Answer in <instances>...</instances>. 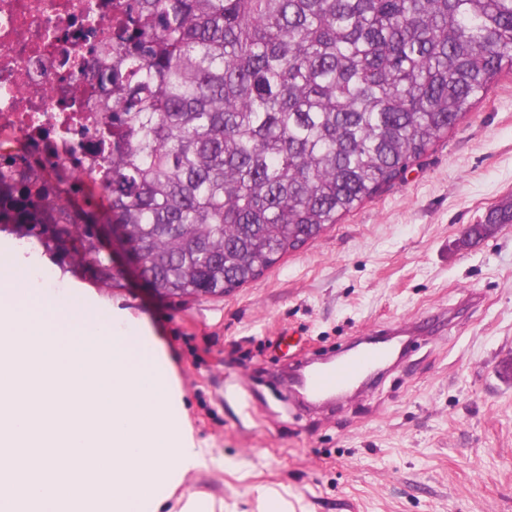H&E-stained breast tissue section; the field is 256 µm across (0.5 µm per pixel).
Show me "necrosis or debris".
Here are the masks:
<instances>
[{
  "instance_id": "obj_1",
  "label": "necrosis or debris",
  "mask_w": 512,
  "mask_h": 512,
  "mask_svg": "<svg viewBox=\"0 0 512 512\" xmlns=\"http://www.w3.org/2000/svg\"><path fill=\"white\" fill-rule=\"evenodd\" d=\"M118 15L112 0H0V169L68 193L104 183L112 115L84 63L102 61Z\"/></svg>"
}]
</instances>
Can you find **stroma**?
Segmentation results:
<instances>
[{"label":"stroma","instance_id":"1","mask_svg":"<svg viewBox=\"0 0 512 512\" xmlns=\"http://www.w3.org/2000/svg\"><path fill=\"white\" fill-rule=\"evenodd\" d=\"M512 205V70L405 175L257 280L170 299L133 269L57 285L147 318L180 381L190 432L218 463L189 490L224 512H512V224L463 230ZM406 324L393 369L321 408L290 366Z\"/></svg>","mask_w":512,"mask_h":512}]
</instances>
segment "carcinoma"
<instances>
[{"instance_id":"cac0c4a2","label":"carcinoma","mask_w":512,"mask_h":512,"mask_svg":"<svg viewBox=\"0 0 512 512\" xmlns=\"http://www.w3.org/2000/svg\"><path fill=\"white\" fill-rule=\"evenodd\" d=\"M111 170L68 200L0 171V227L120 283L109 225L163 296L215 295L402 176L512 68V0H118Z\"/></svg>"}]
</instances>
